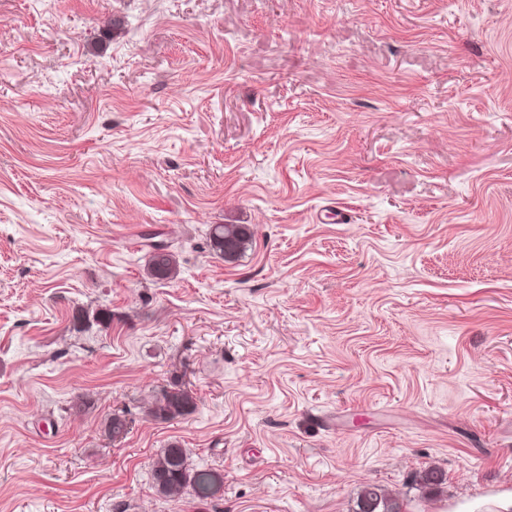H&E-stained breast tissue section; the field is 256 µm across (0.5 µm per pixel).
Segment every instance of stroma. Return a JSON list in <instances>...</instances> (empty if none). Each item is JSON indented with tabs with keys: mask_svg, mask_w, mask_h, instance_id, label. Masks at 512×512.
<instances>
[{
	"mask_svg": "<svg viewBox=\"0 0 512 512\" xmlns=\"http://www.w3.org/2000/svg\"><path fill=\"white\" fill-rule=\"evenodd\" d=\"M176 380L196 411L155 420ZM171 444L213 496L156 492ZM370 485L512 497V0H0V512ZM208 236L214 255L232 262L247 249L253 232L246 224H213ZM172 245L164 243L152 244L153 251L149 254V275L160 281L171 280L177 276V260Z\"/></svg>",
	"mask_w": 512,
	"mask_h": 512,
	"instance_id": "obj_1",
	"label": "stroma"
}]
</instances>
